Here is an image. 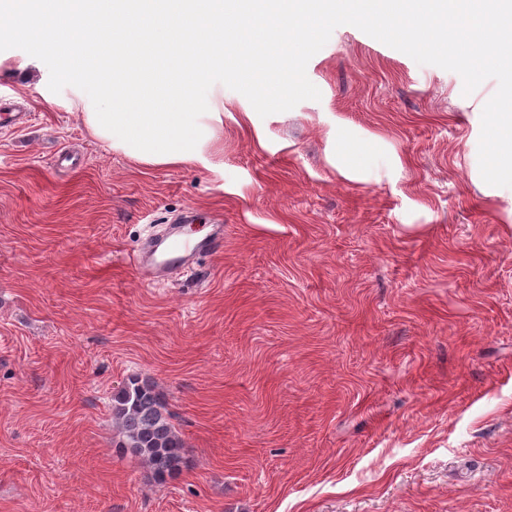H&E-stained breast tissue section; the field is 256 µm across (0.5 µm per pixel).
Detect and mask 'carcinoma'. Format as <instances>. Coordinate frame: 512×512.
Returning <instances> with one entry per match:
<instances>
[{"label":"carcinoma","mask_w":512,"mask_h":512,"mask_svg":"<svg viewBox=\"0 0 512 512\" xmlns=\"http://www.w3.org/2000/svg\"><path fill=\"white\" fill-rule=\"evenodd\" d=\"M112 417L122 435L120 447L139 457L155 481L162 483L180 474L183 441L154 383L130 377L112 398Z\"/></svg>","instance_id":"obj_1"}]
</instances>
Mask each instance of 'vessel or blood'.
Returning a JSON list of instances; mask_svg holds the SVG:
<instances>
[{
	"instance_id": "b4317fda",
	"label": "vessel or blood",
	"mask_w": 512,
	"mask_h": 512,
	"mask_svg": "<svg viewBox=\"0 0 512 512\" xmlns=\"http://www.w3.org/2000/svg\"><path fill=\"white\" fill-rule=\"evenodd\" d=\"M178 235L177 229H170L147 248L134 252L130 262L142 281L156 283L165 280L172 270L189 267L198 256L213 255L224 248V227L220 224L215 225L208 236L194 243L179 240Z\"/></svg>"
}]
</instances>
